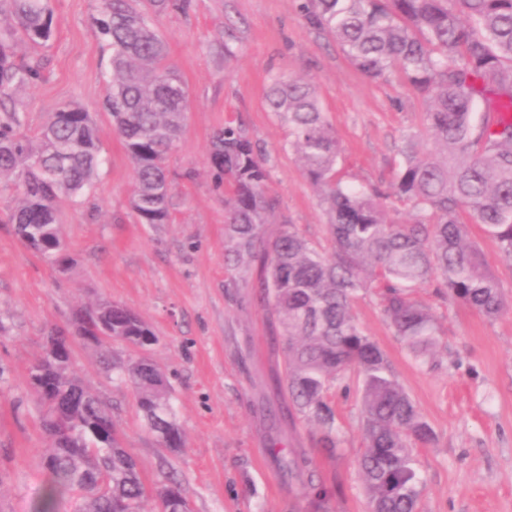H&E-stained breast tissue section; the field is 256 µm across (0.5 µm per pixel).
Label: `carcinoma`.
I'll list each match as a JSON object with an SVG mask.
<instances>
[{"label": "carcinoma", "mask_w": 512, "mask_h": 512, "mask_svg": "<svg viewBox=\"0 0 512 512\" xmlns=\"http://www.w3.org/2000/svg\"><path fill=\"white\" fill-rule=\"evenodd\" d=\"M189 6V0H100L92 21L96 38L112 51L103 108L133 166L130 206L140 224L171 220L165 160L188 106L153 15ZM300 10L362 73L386 80L397 72L428 102L424 126L435 151L421 152L415 136H407L390 196L410 209L412 220L398 224L389 219L383 194L343 184L339 144L315 88L273 76L268 106L288 129V147L320 196L328 245L310 241L293 224L270 235L278 204L265 191L266 152L242 123L226 122L213 133L208 158L224 175V262L234 272L227 287L261 288L284 355L278 394L288 403V418L311 425L315 447L332 456L344 443L333 390L357 377L364 442L358 466L369 512H418L421 476L412 448L432 443L436 434L356 320L353 304L373 292L393 336L422 366L432 364L440 327L414 297L416 289L432 283L440 297L487 319L512 307L482 250L468 242V224L480 225L512 268V0H301ZM54 37L51 0H0V181L16 191L6 223L63 272L70 257L60 206L97 176L96 123L80 105L65 103L32 130L23 111L6 105L18 88L43 78L39 65L17 58L15 47H44ZM479 99L485 115L477 124ZM463 207L468 224L459 217ZM98 322L114 340L136 347L155 341L137 314L110 300L79 311L71 327L49 331L29 370L50 439L41 455L47 484L35 512H56L64 493L74 495L73 512H143L150 496L154 512L187 507L177 480L169 477L148 491L119 435L107 447L91 430L110 408L69 372L70 353L54 344L83 336ZM118 376L132 386L155 440L183 447L158 365L131 359ZM101 472L111 479L108 494L92 484ZM306 489L311 507L324 512L330 489L312 478Z\"/></svg>", "instance_id": "obj_1"}]
</instances>
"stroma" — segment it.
<instances>
[{"label": "stroma", "instance_id": "stroma-1", "mask_svg": "<svg viewBox=\"0 0 512 512\" xmlns=\"http://www.w3.org/2000/svg\"><path fill=\"white\" fill-rule=\"evenodd\" d=\"M54 40L33 54L44 68L37 85L14 94L30 127L62 104L93 112L101 159L93 186L61 209L72 258L57 273L0 223V512H33L45 484L40 457L50 441L41 427L29 369L50 327L102 299L135 311L157 337L148 351L116 340L118 361L148 354L162 369L184 432V446L159 447L146 431L129 383L95 348L72 338L71 370L112 407L123 445L147 487L176 477L192 512H310L305 483L318 471L336 485L330 512H367L356 460L363 448L361 392L336 389L343 455L316 448L309 426L277 416L283 358L269 314L253 288H231L224 265V190L208 165L215 129L242 120L269 158L266 192L281 221L311 241L327 237L313 186L286 147L288 130L266 102L269 77L311 82L340 148L344 181L386 194L390 219H409L390 199L406 135L432 149L424 98L398 77H366L325 33L305 21L298 0H190L186 12L156 15L169 61L188 93V115L169 157L173 221L137 223L130 207L133 171L110 116L101 110L111 55L92 33L99 0H52ZM232 54H225V47ZM417 298L441 327L437 367H418L392 335L374 294L354 304L365 331L437 434L415 448L423 484L420 512H512V309L485 318L436 295ZM298 461L295 471L281 458Z\"/></svg>", "mask_w": 512, "mask_h": 512}]
</instances>
